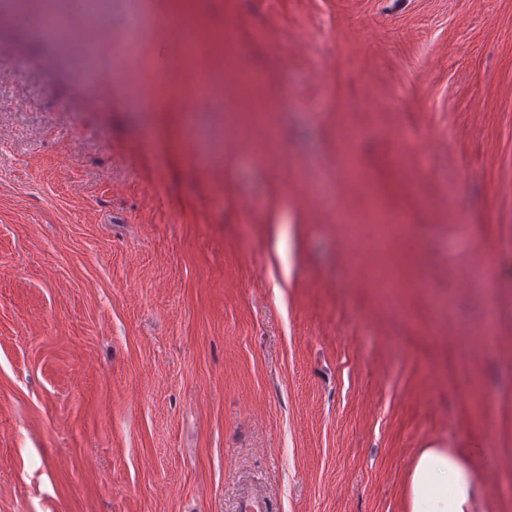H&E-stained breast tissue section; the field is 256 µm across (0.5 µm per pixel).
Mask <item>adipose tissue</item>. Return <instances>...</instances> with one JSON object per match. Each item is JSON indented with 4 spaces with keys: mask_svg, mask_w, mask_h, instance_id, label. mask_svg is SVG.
I'll use <instances>...</instances> for the list:
<instances>
[{
    "mask_svg": "<svg viewBox=\"0 0 512 512\" xmlns=\"http://www.w3.org/2000/svg\"><path fill=\"white\" fill-rule=\"evenodd\" d=\"M406 512H481L478 480L460 457L445 448H425L409 473Z\"/></svg>",
    "mask_w": 512,
    "mask_h": 512,
    "instance_id": "obj_1",
    "label": "adipose tissue"
}]
</instances>
